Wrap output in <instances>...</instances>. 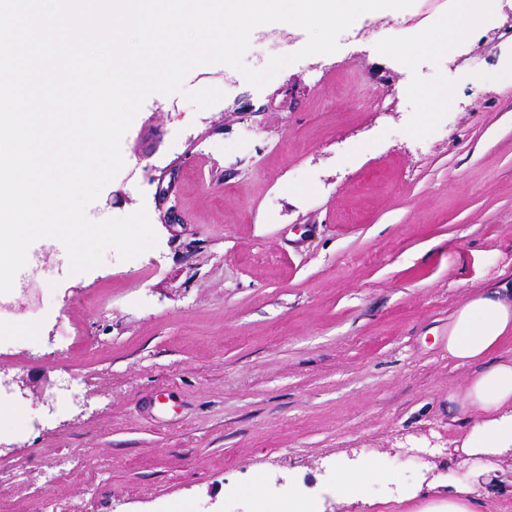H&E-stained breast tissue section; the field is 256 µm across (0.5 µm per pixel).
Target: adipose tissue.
I'll return each instance as SVG.
<instances>
[{
    "label": "adipose tissue",
    "instance_id": "obj_1",
    "mask_svg": "<svg viewBox=\"0 0 512 512\" xmlns=\"http://www.w3.org/2000/svg\"><path fill=\"white\" fill-rule=\"evenodd\" d=\"M498 7L497 0H453L443 20L419 40L434 58L458 50L490 29ZM511 338L512 285L479 290L451 315L448 356L475 369L462 396L448 398L475 415L460 445L466 457L512 453V360L497 356Z\"/></svg>",
    "mask_w": 512,
    "mask_h": 512
}]
</instances>
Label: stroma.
Listing matches in <instances>:
<instances>
[{
  "label": "stroma",
  "mask_w": 512,
  "mask_h": 512,
  "mask_svg": "<svg viewBox=\"0 0 512 512\" xmlns=\"http://www.w3.org/2000/svg\"><path fill=\"white\" fill-rule=\"evenodd\" d=\"M424 4L260 90L196 67L185 91L225 93L209 108L146 99L87 214L146 208L156 247L73 275L35 244L9 294L0 512H255L259 495L293 512L297 487L315 512H353L336 488L366 458L392 480L363 512H421L468 480L454 441L474 415L448 397L473 370L449 358L448 321L512 280V0L493 38L435 59L416 36L448 8ZM283 37L244 64L307 41ZM22 379L53 384L54 403ZM486 467V512H512V457Z\"/></svg>",
  "instance_id": "stroma-1"
}]
</instances>
